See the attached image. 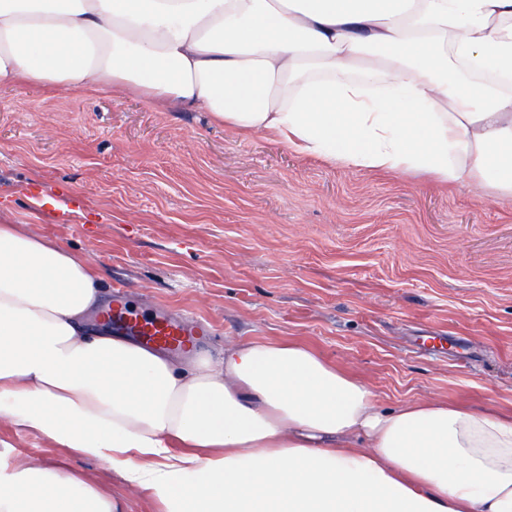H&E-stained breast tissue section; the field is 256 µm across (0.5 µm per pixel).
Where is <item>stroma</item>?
Listing matches in <instances>:
<instances>
[{"label":"stroma","instance_id":"obj_1","mask_svg":"<svg viewBox=\"0 0 512 512\" xmlns=\"http://www.w3.org/2000/svg\"><path fill=\"white\" fill-rule=\"evenodd\" d=\"M0 224L91 256L138 312L295 343L394 408L512 417V205L477 181L345 169L122 93L0 91ZM63 465L158 512L109 462L0 423V467Z\"/></svg>","mask_w":512,"mask_h":512}]
</instances>
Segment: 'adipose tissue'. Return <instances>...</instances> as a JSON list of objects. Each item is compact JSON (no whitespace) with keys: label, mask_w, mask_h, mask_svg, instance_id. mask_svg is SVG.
Wrapping results in <instances>:
<instances>
[{"label":"adipose tissue","mask_w":512,"mask_h":512,"mask_svg":"<svg viewBox=\"0 0 512 512\" xmlns=\"http://www.w3.org/2000/svg\"><path fill=\"white\" fill-rule=\"evenodd\" d=\"M494 73L490 94L448 62ZM512 0H0V89L125 90L343 167L512 201ZM89 258L0 225V422L102 458L162 512H512V420L378 406L305 347L185 359L114 333ZM0 512H127L38 461Z\"/></svg>","instance_id":"ef3b65f1"}]
</instances>
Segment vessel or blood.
I'll use <instances>...</instances> for the list:
<instances>
[{
  "label": "vessel or blood",
  "instance_id": "vessel-or-blood-1",
  "mask_svg": "<svg viewBox=\"0 0 512 512\" xmlns=\"http://www.w3.org/2000/svg\"><path fill=\"white\" fill-rule=\"evenodd\" d=\"M112 318L147 343L171 351H182L192 347L204 333L201 325L171 317L139 320L133 317L120 299L112 301Z\"/></svg>",
  "mask_w": 512,
  "mask_h": 512
}]
</instances>
